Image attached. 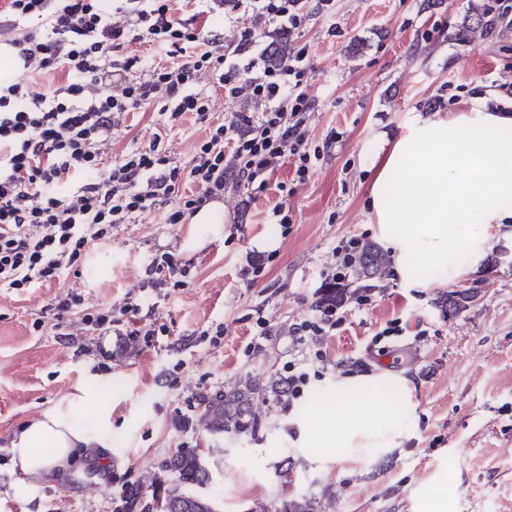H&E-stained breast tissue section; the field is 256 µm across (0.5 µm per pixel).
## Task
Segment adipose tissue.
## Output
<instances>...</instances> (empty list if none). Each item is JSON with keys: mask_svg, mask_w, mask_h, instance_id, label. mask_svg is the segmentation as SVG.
<instances>
[{"mask_svg": "<svg viewBox=\"0 0 512 512\" xmlns=\"http://www.w3.org/2000/svg\"><path fill=\"white\" fill-rule=\"evenodd\" d=\"M369 219L394 257L401 280L423 288L445 287L480 269L512 224V114L475 97L444 117L414 115L389 150L376 152ZM465 230L464 263L448 258L452 237ZM371 375L340 378L320 399L301 429L304 444H316L307 458L356 462L400 448L405 433L403 404L379 399L368 389ZM96 389L77 388L15 431L9 441L12 463L33 482H53L83 453L105 445L100 427L111 412L99 408ZM97 406L96 427L78 418Z\"/></svg>", "mask_w": 512, "mask_h": 512, "instance_id": "ef3b65f1", "label": "adipose tissue"}]
</instances>
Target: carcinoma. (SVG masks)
<instances>
[{
  "instance_id": "cac0c4a2",
  "label": "carcinoma",
  "mask_w": 512,
  "mask_h": 512,
  "mask_svg": "<svg viewBox=\"0 0 512 512\" xmlns=\"http://www.w3.org/2000/svg\"><path fill=\"white\" fill-rule=\"evenodd\" d=\"M388 259L374 244L362 247L356 257L359 276L366 281H380L385 276ZM475 298L470 289L455 290L439 299V304L456 315L465 310ZM274 396L280 401L288 398V384L282 379L262 381L246 376L229 391L204 399L198 423L212 434L235 436L253 434L258 428L256 404ZM161 469L174 476L165 497L158 503L145 502L138 489L129 488L125 497L126 512L139 508L141 512H216L210 498L190 491L210 482V473L197 452L181 450L166 458Z\"/></svg>"
}]
</instances>
